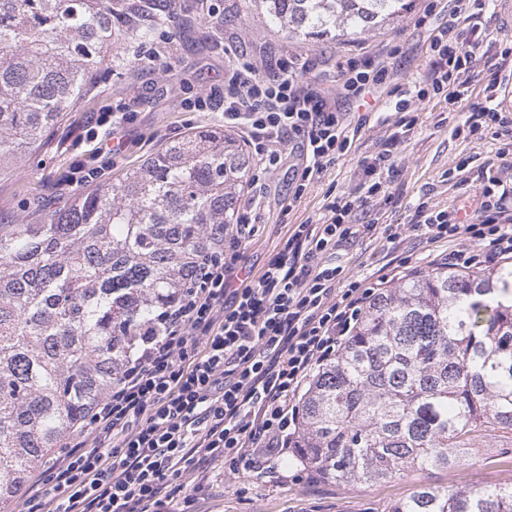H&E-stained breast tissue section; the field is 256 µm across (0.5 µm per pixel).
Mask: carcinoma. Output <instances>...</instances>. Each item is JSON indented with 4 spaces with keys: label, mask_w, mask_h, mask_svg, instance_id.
I'll return each mask as SVG.
<instances>
[{
    "label": "carcinoma",
    "mask_w": 512,
    "mask_h": 512,
    "mask_svg": "<svg viewBox=\"0 0 512 512\" xmlns=\"http://www.w3.org/2000/svg\"><path fill=\"white\" fill-rule=\"evenodd\" d=\"M411 0H250L288 38L341 40ZM166 19L142 0H0V173L128 66L112 45ZM212 126L30 224H0V502L11 501L112 387L128 341L224 242L248 183ZM512 434V269L446 266L373 296L303 394L294 459L342 485L404 470L391 512H512V486L439 485L478 437Z\"/></svg>",
    "instance_id": "1"
}]
</instances>
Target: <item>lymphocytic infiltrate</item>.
I'll return each instance as SVG.
<instances>
[{"label": "lymphocytic infiltrate", "mask_w": 512, "mask_h": 512, "mask_svg": "<svg viewBox=\"0 0 512 512\" xmlns=\"http://www.w3.org/2000/svg\"><path fill=\"white\" fill-rule=\"evenodd\" d=\"M446 25H435L436 0L415 18L432 28V73L417 99L462 100L488 33L480 12L494 0H454ZM468 22L459 28L458 19ZM393 46L336 61L341 97L355 102L390 83ZM336 99L299 80L292 69L264 76L253 66L229 68L224 94L190 101L220 110L241 128L256 178L282 161L287 136H301L295 198L352 144ZM388 149L364 166V194L334 197L315 221L292 225L282 247L252 284L240 285L253 232L250 208L224 231L221 252L206 257L195 280L151 319L109 393L85 424L71 430L51 465L18 495L22 512H171L169 480L220 457L235 473L269 469L298 435L297 396L316 368L336 357L374 294L365 279L341 283L339 243L374 231L351 218L382 188ZM409 231L429 243L451 242L449 265L465 269L512 258V208L492 181L467 219L454 208L420 202Z\"/></svg>", "instance_id": "obj_1"}]
</instances>
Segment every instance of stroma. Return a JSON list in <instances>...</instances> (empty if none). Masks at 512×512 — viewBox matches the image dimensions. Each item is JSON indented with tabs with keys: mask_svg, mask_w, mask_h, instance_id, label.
<instances>
[{
	"mask_svg": "<svg viewBox=\"0 0 512 512\" xmlns=\"http://www.w3.org/2000/svg\"><path fill=\"white\" fill-rule=\"evenodd\" d=\"M426 0H414L410 11L388 25L351 35L347 40L291 39L263 15L251 10L248 0H172L170 19L148 42L135 39L118 52L132 58L134 65L112 83L101 86L98 96L87 98L80 107L65 113L35 153L24 156L10 172L0 175V222L25 219L39 222L46 212L63 207L77 192L72 179L78 164L97 162L102 178L142 163L166 144L189 132L223 125L218 112H196L183 107L184 99L212 91L223 92L224 72L229 65L251 63L266 73L275 60L266 48L304 62L303 82L332 86L337 57L372 52L383 45L398 46L395 59L398 85L426 79L431 73L427 53L430 32L416 27ZM489 38L482 47L469 80V90L457 107H449L442 96L411 100L407 110L416 123L392 148V170L385 194L368 201L357 212V224L374 222L373 236L358 239L336 251L343 280L371 276L393 257H409L411 272H425L446 262L450 247L430 244L408 232L418 202L445 209L472 204L484 178L490 177L512 191V154L498 150L511 138L503 128L482 127L476 134L458 127L473 112L487 105L484 88L501 78L497 64L501 43L512 39V25L502 13L485 17ZM170 59L165 71L149 62L154 55ZM132 103L133 123L119 129L121 148L114 154L92 159L87 130L90 120L102 112L122 111ZM339 106L351 123L361 130L343 156L316 177L301 199H294L293 164L298 158V137L284 145L282 165L262 187L247 184L239 206H252L255 230L245 253V274L257 280L267 262L276 255L291 225L321 217L326 204L343 193H358L363 182V162L376 155L384 141L397 129L399 113L375 105L354 110L347 100ZM472 163L468 181H449L448 169L458 162ZM480 452L440 472L442 485L474 488L512 485V466L500 464V451L512 448V439L489 436L480 440ZM281 469L286 479L272 482L247 473L230 472L223 460L209 462L208 479L200 487H181L177 494L183 512H390L396 500L416 488L419 477L404 472L374 485H340L312 473L284 454Z\"/></svg>",
	"mask_w": 512,
	"mask_h": 512,
	"instance_id": "1",
	"label": "stroma"
}]
</instances>
